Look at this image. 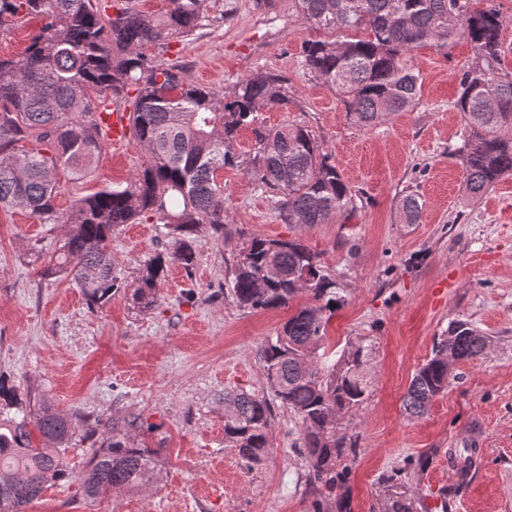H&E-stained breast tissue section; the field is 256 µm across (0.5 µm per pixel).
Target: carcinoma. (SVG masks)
Segmentation results:
<instances>
[{
	"instance_id": "carcinoma-1",
	"label": "carcinoma",
	"mask_w": 512,
	"mask_h": 512,
	"mask_svg": "<svg viewBox=\"0 0 512 512\" xmlns=\"http://www.w3.org/2000/svg\"><path fill=\"white\" fill-rule=\"evenodd\" d=\"M218 0H171L159 18L145 17L114 0L112 14L94 0H0V30L23 15L38 21L25 50L0 57V209L27 210L49 224L69 225L64 243L43 268L45 277L71 278L87 304L101 307L122 288L109 249L123 224L146 216L164 226L170 250L144 265L132 301L149 310L169 268L195 266L193 240L206 225L224 237V185L217 172L244 163L236 151L239 129L258 112L288 104L285 79L257 72L226 94L186 83L181 67L147 54L151 46L186 37L209 20ZM300 14L327 37L306 40L310 77L336 92L357 122L371 126L419 105V76L411 52L423 43L449 48L465 36L475 55L462 69L454 106L463 134L454 150L465 172V192L478 199L512 176V71H501L502 20L493 7L473 12L470 0H296ZM135 89L133 100L127 99ZM125 103L134 138L149 155L124 185H110L78 199L62 218L55 201L58 173L88 175L106 150L97 112ZM248 174L279 197L283 221L311 227L346 218L356 194L331 155L308 130L294 125L255 130ZM34 140L37 146L20 149ZM424 202L414 194L400 202L404 224L418 223ZM228 292L239 307L273 309L306 294L310 302L288 318L261 350L269 395L224 393V444L248 468L270 452L275 408L300 423L296 453L315 495L313 512H347L349 464L358 448L355 418L369 395L373 343L362 336L331 361L318 351L327 324L343 303L336 275L298 239L244 235ZM492 341L465 320L448 325L411 378L403 408L411 417L428 412L448 390L453 367L487 355ZM34 427L42 446L31 445ZM109 436L89 448L78 476L83 497L146 492L161 470L156 448L135 447L138 418L107 421ZM72 417L46 399L23 400L0 382V512H26L48 487L71 480L64 463L74 434ZM425 462L382 477L378 512H428L411 486Z\"/></svg>"
}]
</instances>
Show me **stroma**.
Here are the masks:
<instances>
[{
  "instance_id": "obj_1",
  "label": "stroma",
  "mask_w": 512,
  "mask_h": 512,
  "mask_svg": "<svg viewBox=\"0 0 512 512\" xmlns=\"http://www.w3.org/2000/svg\"><path fill=\"white\" fill-rule=\"evenodd\" d=\"M209 16L193 35L173 40L162 62L181 65L186 82L224 91L255 72L283 76L291 102L260 112L262 125L307 129L332 155L358 208L338 224H287L276 197L258 190L244 167L225 168L223 237L200 229L192 272L172 266L148 311L128 296L145 261L170 246L163 225L142 218L115 231L110 249L124 286L98 308L68 278L41 274L67 225L0 210V381L46 396L76 427L66 454L72 481L50 487L26 512H312L292 413L277 409L270 453L256 469L224 445L225 389L265 392L260 347L294 312L243 309L227 294L243 232L299 239L336 274L345 301L327 326L326 352L359 336L374 344L372 393L357 417L360 446L346 484L350 512H372L381 476L409 456L429 460L413 484L426 503L439 504L448 490L455 512H512V177L468 200L450 155L470 41L414 50L418 107L364 127L308 75L302 43L323 33L299 16L295 0H218ZM146 160L134 140L107 148L85 178L61 177L58 213L126 182ZM411 190L425 207L407 226L399 201ZM458 319L494 346L454 366L447 392L424 416L409 417L402 400L411 377ZM129 416L142 423L141 446L161 451L158 483L143 494L83 499L76 476L90 446L85 420ZM472 422L483 425L486 444L460 482L448 457Z\"/></svg>"
}]
</instances>
